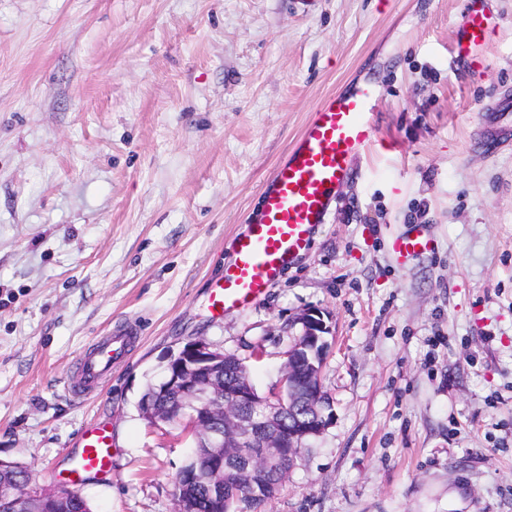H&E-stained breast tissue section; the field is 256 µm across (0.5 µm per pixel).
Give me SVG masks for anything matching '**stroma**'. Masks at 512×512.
Instances as JSON below:
<instances>
[{
    "instance_id": "1",
    "label": "stroma",
    "mask_w": 512,
    "mask_h": 512,
    "mask_svg": "<svg viewBox=\"0 0 512 512\" xmlns=\"http://www.w3.org/2000/svg\"><path fill=\"white\" fill-rule=\"evenodd\" d=\"M469 0H0V458L69 484L113 433L91 512H175L195 450L138 403L202 337L275 389L300 315L332 327L334 418L265 512H512V0L472 74ZM368 84L379 142L266 296L209 308L236 236L311 113ZM431 251L397 262L415 225ZM132 343L64 392L114 324ZM137 328L129 325L111 329L95 342L92 349L79 358V369L65 390L73 400L84 401L91 396L99 383L112 372L113 360L137 336ZM112 444V431L105 426L85 428L80 434V450L73 455L70 468L74 480L81 482L87 473L110 471Z\"/></svg>"
}]
</instances>
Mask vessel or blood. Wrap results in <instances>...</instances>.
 <instances>
[{"label":"vessel or blood","instance_id":"vessel-or-blood-1","mask_svg":"<svg viewBox=\"0 0 512 512\" xmlns=\"http://www.w3.org/2000/svg\"><path fill=\"white\" fill-rule=\"evenodd\" d=\"M459 29L458 54L467 57L474 69H481L482 51L494 25L481 7L473 5L463 14ZM374 97L371 87L358 85L327 96L312 113L264 187L258 219L235 241V257L211 292L213 313L242 310L259 301L307 250L313 231L326 223L356 157L377 144ZM431 245V239L420 230L397 235L392 242L395 255L403 260ZM136 334V327L118 326L82 354L77 375L65 386L69 397L82 401L91 396ZM112 444V433L106 427L84 429L70 468L75 481L91 472L110 471Z\"/></svg>","mask_w":512,"mask_h":512}]
</instances>
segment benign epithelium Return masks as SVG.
<instances>
[{
	"instance_id": "7a95c632",
	"label": "benign epithelium",
	"mask_w": 512,
	"mask_h": 512,
	"mask_svg": "<svg viewBox=\"0 0 512 512\" xmlns=\"http://www.w3.org/2000/svg\"><path fill=\"white\" fill-rule=\"evenodd\" d=\"M299 323L301 342L288 349L280 387L266 396L258 394L245 370L227 380L225 362L231 356L204 338L169 355L158 394L172 406L147 399L140 414L153 426L183 425L208 449L202 465L179 471L176 512H224L232 480L250 499L272 500L305 443L329 426L333 411L318 364L328 348L330 326L315 311L303 313ZM194 482L208 489L205 501L190 498ZM33 498L29 483L2 490L0 512H22Z\"/></svg>"
}]
</instances>
